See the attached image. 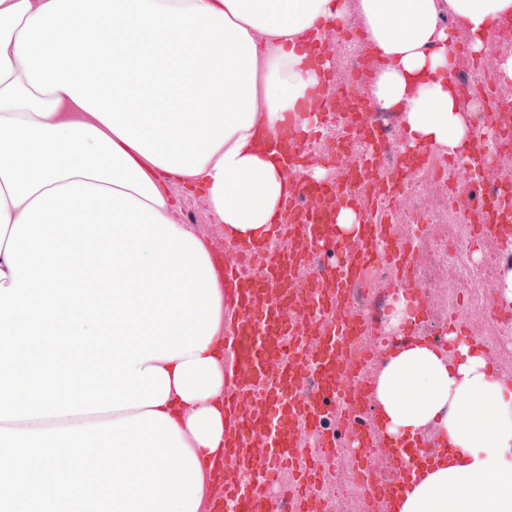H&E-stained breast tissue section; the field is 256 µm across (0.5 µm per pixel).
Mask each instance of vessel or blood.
<instances>
[{"mask_svg": "<svg viewBox=\"0 0 512 512\" xmlns=\"http://www.w3.org/2000/svg\"><path fill=\"white\" fill-rule=\"evenodd\" d=\"M331 86V74H323L307 107L343 128L326 159L338 167L339 176L301 179L311 161L300 132L286 122L278 143L286 169L296 178L283 203L288 221L271 225L268 241H239L224 250V279L235 309L228 339L238 369L224 389V469L233 478L225 482L212 512H224L230 500L237 502L238 512H319L310 490L320 483L322 464L308 452L302 435L335 447L336 436L322 430L326 417L334 415L351 427L358 447L379 446L376 425L363 418L370 405L365 368L379 350L363 347L362 340L380 332V300L405 298L415 315L424 304L414 281L413 243L396 233L381 210L401 198L415 164L381 166L388 141L371 99L356 84L335 87L331 97ZM482 91L490 104L488 123L512 132V106L492 85H483ZM461 171L470 185L490 181L495 173L479 149ZM327 197L338 205L365 198L367 210L355 236L336 234L331 211L320 207ZM464 219L475 224L483 242H512V201L480 195L468 203ZM326 248L334 251L330 266L307 271L309 252ZM381 262L392 267L393 284L380 288L370 305L356 306L352 286L365 284L368 269ZM281 467L292 471L293 481L278 489L273 472ZM347 472L366 498L388 502L399 492L395 480L370 472L364 457L351 459Z\"/></svg>", "mask_w": 512, "mask_h": 512, "instance_id": "1", "label": "vessel or blood"}]
</instances>
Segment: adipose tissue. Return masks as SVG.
Wrapping results in <instances>:
<instances>
[{
  "mask_svg": "<svg viewBox=\"0 0 512 512\" xmlns=\"http://www.w3.org/2000/svg\"><path fill=\"white\" fill-rule=\"evenodd\" d=\"M504 17L512 0H0V285L13 281L14 222L72 181L130 193L188 233L169 192L178 181L228 240H264L293 182L273 140L289 119L315 129V40L353 22L382 62L374 104L399 117L409 148L468 157L474 130L449 51L461 32L483 53ZM455 350L410 339L377 369L387 438L407 449L433 428L455 451L392 512H512V386L479 347ZM158 366L169 377L158 410L199 462L197 512H208L224 460L223 330Z\"/></svg>",
  "mask_w": 512,
  "mask_h": 512,
  "instance_id": "obj_1",
  "label": "adipose tissue"
}]
</instances>
